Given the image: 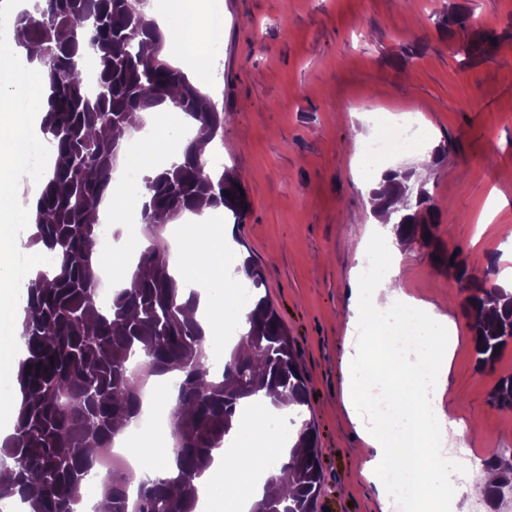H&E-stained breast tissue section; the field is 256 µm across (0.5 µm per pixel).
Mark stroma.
<instances>
[{"label": "stroma", "instance_id": "stroma-1", "mask_svg": "<svg viewBox=\"0 0 512 512\" xmlns=\"http://www.w3.org/2000/svg\"><path fill=\"white\" fill-rule=\"evenodd\" d=\"M222 2L220 50L199 89L224 114L218 152L251 202L243 223L224 219L232 255L261 267L295 343L323 473L320 512H381L376 486L360 475L369 448L343 399L353 281L366 227L378 221L367 209L377 176L361 148L377 114L401 118L422 139L389 168L450 146L454 163L424 183L443 213L438 235L474 274L511 288L489 268L512 240V0ZM459 8L472 15L464 29L448 23ZM491 30L497 46L462 65L458 48ZM398 269L407 292L446 313L457 336L443 406L465 427L462 457L512 448V410L490 401L512 376V341L493 367L477 369L457 281L417 239Z\"/></svg>", "mask_w": 512, "mask_h": 512}]
</instances>
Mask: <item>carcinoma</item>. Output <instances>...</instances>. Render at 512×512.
Segmentation results:
<instances>
[{
  "label": "carcinoma",
  "mask_w": 512,
  "mask_h": 512,
  "mask_svg": "<svg viewBox=\"0 0 512 512\" xmlns=\"http://www.w3.org/2000/svg\"><path fill=\"white\" fill-rule=\"evenodd\" d=\"M148 0H34L14 19L20 47H40L48 95L40 130L51 149L53 168L33 202V243L53 262L30 275L20 292L24 354L18 360L20 394L13 432L0 441V462H12L0 477V504L20 500L28 512H77L85 493L109 501L107 512H128L121 479L96 470L87 449L105 447L119 429L142 411L133 364L149 376L178 372L166 398L175 419L170 473L142 483L140 512H194L195 480L213 461V452L237 430L243 404L259 395L295 406L301 424L289 458L268 477L250 512H316L323 475L315 435L303 419L307 386L299 356L267 296L253 297L242 340L224 370L211 368L201 346L202 331L185 309L186 300L170 274L168 247L151 238L141 253L131 288H119L111 305L97 299L90 272L99 234L94 214L112 184V167L139 114L167 104L191 117L210 140L224 129V113L200 94L188 76L162 59L163 38L149 18ZM497 36L487 33L461 48L463 62L487 53ZM94 57L98 82L88 91L79 60ZM183 162L142 182L150 199L141 209L144 224L161 228L185 211L222 207L240 223L249 211L237 174L222 165L205 172L196 143L184 141ZM411 174L391 172L384 223L420 238L451 273L464 296L460 308L473 333L477 366L494 365L512 336V291L486 288L470 272L462 251L446 249L431 234L440 211L426 190L409 195ZM243 267L254 288L265 284L262 269L248 258ZM54 361H49V358ZM492 403L512 409V376L499 381ZM488 462L496 480L485 487L488 505L512 486V455L494 451Z\"/></svg>",
  "instance_id": "obj_1"
}]
</instances>
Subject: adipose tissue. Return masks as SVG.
Instances as JSON below:
<instances>
[{
    "mask_svg": "<svg viewBox=\"0 0 512 512\" xmlns=\"http://www.w3.org/2000/svg\"><path fill=\"white\" fill-rule=\"evenodd\" d=\"M168 48L180 55L193 57L197 62L196 76H208V53L200 39L207 17L199 10L191 11L186 25L170 29L162 16H155ZM24 97L30 102L26 112L11 109L14 98ZM45 98L42 75L37 66L16 69L8 55L0 56V311L10 312L17 283L12 274L11 258L28 250L29 242L14 234L12 226L32 214L29 198L16 195L10 175L20 165L31 141L36 137V119ZM187 224L179 231L181 258L171 263V273L180 295L194 290L199 303L193 313L203 329L202 345L211 347L220 340L224 329L223 291L234 288V282L224 271V245L227 240L224 226L215 225L212 210L188 213ZM207 255V264H200L199 255ZM414 310L425 320L427 329L436 333L425 355L432 363L428 380L419 382L409 376L402 365L385 355L387 338L378 322L382 314L391 310ZM350 329H364L355 352L350 357L351 377L345 388V406L352 420L358 423L364 442L372 454L361 465L362 476L378 487L381 499H388L389 491L383 482L385 472L411 465L419 480V494L415 502L417 512H448L450 506L482 493L495 478L489 463L482 458L437 463L433 450L447 433L463 436L464 429L449 421L441 403L448 385L452 346L456 341L446 315L407 295L398 279L397 264H389L380 288H356L348 320ZM374 381L375 389L383 399L404 402L401 425L415 443L412 461L394 448L384 428L368 426L363 422L361 408L369 394L367 381ZM270 401L259 403L257 412L239 419L238 429L243 437L214 453V463L198 478L199 488L219 493L230 507L240 501L254 502L257 487L251 473L266 468L271 462L288 458V446L269 437L264 426V410Z\"/></svg>",
    "mask_w": 512,
    "mask_h": 512,
    "instance_id": "ef3b65f1",
    "label": "adipose tissue"
}]
</instances>
